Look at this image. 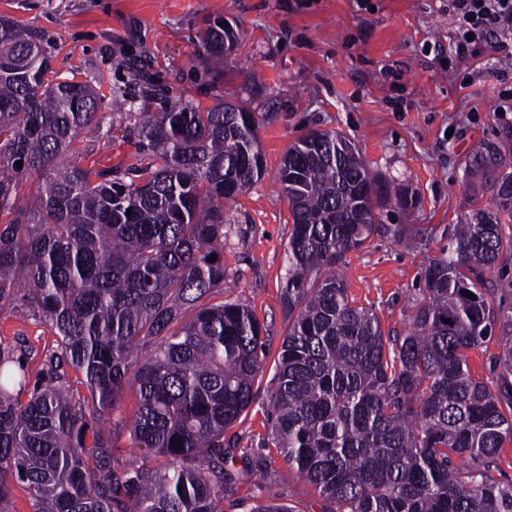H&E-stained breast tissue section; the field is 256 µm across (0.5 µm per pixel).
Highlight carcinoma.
Masks as SVG:
<instances>
[{
    "instance_id": "obj_1",
    "label": "carcinoma",
    "mask_w": 512,
    "mask_h": 512,
    "mask_svg": "<svg viewBox=\"0 0 512 512\" xmlns=\"http://www.w3.org/2000/svg\"><path fill=\"white\" fill-rule=\"evenodd\" d=\"M46 42L0 15V313L26 302L60 348L32 387L0 351V512L16 483L34 512H224V493L252 481L224 470V433L256 398L267 337L247 305L206 299L224 286V201L265 174L257 118L218 97L205 109L179 99L137 113L139 164L68 163L100 127V98L73 76L47 79ZM200 48L205 69L224 64V20L208 21ZM472 167L497 212L452 225L398 334L355 304L337 267L378 231L374 208L405 191L336 132L309 131L282 160L287 323L266 446L323 512H512V483L494 475L512 441V313L486 279L512 255L497 216L512 213V173L492 147ZM498 326L490 385L468 359ZM64 364L88 397L63 384ZM130 387L140 407L124 426L140 461L123 464L86 435Z\"/></svg>"
}]
</instances>
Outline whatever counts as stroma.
<instances>
[{
	"label": "stroma",
	"mask_w": 512,
	"mask_h": 512,
	"mask_svg": "<svg viewBox=\"0 0 512 512\" xmlns=\"http://www.w3.org/2000/svg\"><path fill=\"white\" fill-rule=\"evenodd\" d=\"M366 3L362 10L354 0H0V14L46 35L59 76L89 82L102 99L101 129L73 144L80 166L135 163V119L112 102L140 98L141 71L157 86L149 111L178 98L205 108L219 94L257 112L265 175L224 205L223 299L248 304L267 329V380L286 321L290 214L276 173L299 138L312 129L340 133L372 170L405 189L407 205L377 209L382 232L350 252L344 267L356 305L398 333L411 323L422 272L448 226L494 207L490 181L471 169V156L495 147L502 172H512V112L496 114L512 73L501 76L492 61L474 71L441 69L451 26L439 0ZM217 17L241 40L223 67L206 72L200 43L206 20ZM56 350L54 330L28 306L0 314V351L24 362L30 379ZM267 409L262 387L227 434L234 450L225 469L252 470L264 497L296 512H322L307 483L275 479L285 463L265 445Z\"/></svg>",
	"instance_id": "obj_1"
}]
</instances>
